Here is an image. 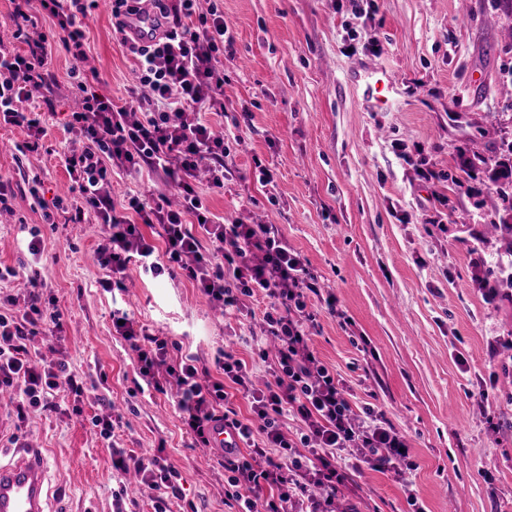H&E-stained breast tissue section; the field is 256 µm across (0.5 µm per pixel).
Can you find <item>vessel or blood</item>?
Instances as JSON below:
<instances>
[{"instance_id":"1","label":"vessel or blood","mask_w":512,"mask_h":512,"mask_svg":"<svg viewBox=\"0 0 512 512\" xmlns=\"http://www.w3.org/2000/svg\"><path fill=\"white\" fill-rule=\"evenodd\" d=\"M48 481L49 469L38 449L16 447L9 460H0V512H46Z\"/></svg>"}]
</instances>
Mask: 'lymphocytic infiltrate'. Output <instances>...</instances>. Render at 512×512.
<instances>
[{
	"label": "lymphocytic infiltrate",
	"mask_w": 512,
	"mask_h": 512,
	"mask_svg": "<svg viewBox=\"0 0 512 512\" xmlns=\"http://www.w3.org/2000/svg\"><path fill=\"white\" fill-rule=\"evenodd\" d=\"M17 30H24L37 17L48 18L63 48L74 60L85 57L86 0H11ZM157 12L150 41L130 36L124 43L137 62L136 82L142 90L138 107L119 106L104 100L91 86L97 73L72 70L82 95L80 107L71 113L67 126L82 136L81 153L67 154L63 164L74 186L73 199L55 198L44 211L45 223L56 213L68 214L72 223H82L93 213L112 230V250L101 253L99 263L111 279L105 287H124L130 265L159 276L180 271L200 284L210 301L225 311L241 310L248 302L263 298L266 332L276 345L275 353L257 347L255 354L270 363L272 380L265 391L248 386L245 364L222 350L215 365L223 379H212L196 357L178 355V342L154 336L135 318L125 317L119 334L135 353L139 374L156 392L176 389V407L183 424L203 447H210L216 426L234 430L239 448L224 451V469L230 477L226 500L240 512H255V496L264 486L278 489V504L271 512H289L296 496L307 497L309 512H323V498H334L348 473L337 466V453L383 469L399 456L405 442L383 414L366 408V418L353 423L347 392L308 345L318 327L308 301L316 290V278L306 260L289 248L277 230L266 224L217 219L204 215L205 205L194 184L199 159L212 160L210 184L220 189L228 174L224 170V138L202 120L203 105H217L224 92V73L218 65L224 55L229 32L217 5L197 9V0H151ZM52 46L41 40L26 52H14L0 44V121L25 128L30 136L27 150L34 151L45 134L42 110L52 99L35 106L34 95L50 86ZM163 172L180 196L179 207H171L165 195L151 199L130 197L116 205L109 187L114 170L131 171L137 164ZM156 224L165 246L166 263H158L155 238L144 234L141 224ZM23 314L0 308V389L19 390L16 406L20 421H27L49 407L48 395L60 380H67L73 393L82 390L70 378L68 364L58 360L43 364L28 355L26 343L38 333L41 323L51 322L60 331L59 312L47 311L38 291H30ZM236 384L260 419L252 427L239 419L224 389ZM294 416L303 432L299 440L289 438L282 417ZM249 455H240V447ZM277 456H270V449ZM119 468L134 469L148 493L155 512H167L166 501L178 495L175 473L160 458L142 460L117 453Z\"/></svg>",
	"instance_id": "obj_1"
}]
</instances>
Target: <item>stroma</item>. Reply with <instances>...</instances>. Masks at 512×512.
Masks as SVG:
<instances>
[{"label":"stroma","mask_w":512,"mask_h":512,"mask_svg":"<svg viewBox=\"0 0 512 512\" xmlns=\"http://www.w3.org/2000/svg\"><path fill=\"white\" fill-rule=\"evenodd\" d=\"M232 35L224 61V113H203L226 135L222 190L199 177L211 211L247 224H272L304 257L322 295L317 357L349 394L354 415L381 411L405 435L413 469L403 475L361 467L341 503L348 512H512V288L488 299L476 281L512 264V234L492 236L489 216L512 223V202L488 190L497 159L512 144V6L506 0H219ZM94 89L130 101L135 61L116 32L107 0L85 21ZM64 50L53 54L54 111L45 113L38 150L24 151L27 130L0 124V176L15 197L0 212V296L28 303L27 279L62 314L63 341L37 335L30 356L65 357L82 383L52 395L53 409L19 423L0 408V437L41 450L51 484L47 512H113L125 490L127 512L152 502L114 465L113 449L161 455L177 474L170 512H232L224 499L223 451L196 448L172 396L139 392L134 354L112 314H134L149 333L179 341L212 365L219 350L245 363L254 388L270 376L253 352L259 317L224 316L182 276H133L128 290L105 291L109 272L96 262L111 231L57 214L45 223L28 192L38 178L45 201L68 193L61 155L83 140L64 128L75 100ZM387 73L395 87L378 104L363 76ZM487 165L472 166L473 152ZM274 172L256 179L254 159ZM439 178L425 182L423 169ZM167 187L163 173L114 176L115 203ZM39 255L27 246L32 231ZM336 298L330 315L325 295ZM80 414H73V407ZM121 420L103 438L93 417ZM418 503H407L408 490Z\"/></svg>","instance_id":"obj_1"}]
</instances>
